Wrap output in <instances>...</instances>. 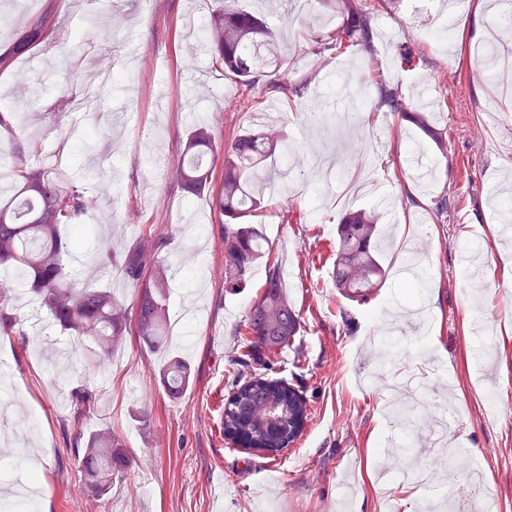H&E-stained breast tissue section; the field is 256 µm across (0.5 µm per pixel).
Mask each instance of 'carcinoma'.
Wrapping results in <instances>:
<instances>
[{"instance_id": "cac0c4a2", "label": "carcinoma", "mask_w": 512, "mask_h": 512, "mask_svg": "<svg viewBox=\"0 0 512 512\" xmlns=\"http://www.w3.org/2000/svg\"><path fill=\"white\" fill-rule=\"evenodd\" d=\"M334 11V48L373 56L371 14L358 0H336ZM45 25L42 18H33L17 43V52L39 42ZM278 39V30L269 28L237 0H222L204 37L215 64L249 86L267 71L281 69V59L271 50ZM378 91L388 111L448 157L447 132L430 113L381 81ZM287 147L285 138L273 139L262 130H244L221 147L205 123L192 125L180 143L174 178L188 197L210 190L215 156L223 153L224 179L212 203L224 224V284L229 288L241 287L258 260L271 262L268 241L248 218L261 204L253 186L275 180L265 174L263 163ZM14 163L10 197L0 199V268L14 276L0 281V332H11L18 325L10 301L20 284L29 287L65 333L94 345L100 368L131 333L145 350L167 354L172 277L169 265L159 258L162 243L145 239L123 261L124 275L135 290L129 315L112 289L91 287L72 278L67 270L66 261L83 247L88 231L85 189L76 179L67 182L61 171L33 162L29 156L19 155ZM65 224L73 231L70 237L62 234ZM336 234L334 288L341 297L364 303L386 275L379 257L384 242L379 217L367 209L348 211L340 218ZM244 327L247 338L234 360L242 382L224 403V433L245 436L256 448H285L308 416L303 392L279 379L246 377L250 368L272 369L275 357L295 344L302 328L276 266L268 267L261 295L249 308ZM191 377L190 365L177 356L165 359L159 369L162 390L172 401L188 390ZM71 399L75 424L98 406V394L85 380L71 389ZM77 441L75 462L86 479L87 491L97 498L108 495L112 477L130 465L122 439L106 427L88 435L80 433Z\"/></svg>"}]
</instances>
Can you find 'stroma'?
Masks as SVG:
<instances>
[{"instance_id":"1","label":"stroma","mask_w":512,"mask_h":512,"mask_svg":"<svg viewBox=\"0 0 512 512\" xmlns=\"http://www.w3.org/2000/svg\"><path fill=\"white\" fill-rule=\"evenodd\" d=\"M0 0V47H12L32 15L53 21L42 41L0 68V90L28 85L30 98L0 100V113L19 112L0 144L21 149L83 176L93 234L71 261L78 274L104 251L124 255L141 240L162 242L161 258L176 269L170 298V353L193 372L181 400L158 381L160 356L128 337L92 385L97 409L86 430L112 428L130 467L103 499L91 497L74 460L70 391L58 379L66 362L83 361L90 343L71 337L33 304L17 306L20 334H0V364L14 376L0 404V449H12L5 490L35 465L39 512H422L424 488L404 477V457H385L386 413L399 394L388 384L415 381L429 397L420 413L422 444L415 460L435 463L433 412L446 414L454 447L476 448L436 463L434 484L454 487L479 469L493 512H512V246L501 243L499 214L512 201V82L481 78L480 51L498 43V63L512 72V34L498 35L489 13L454 11L431 0L426 12L410 0L397 6L360 0L392 42L377 43L382 78L407 96L428 80L431 103L448 132V152H411L416 131L379 107L362 56L325 49L336 26L330 8L305 0L289 14L285 0H239L275 28L301 36L284 51L275 80L298 94L272 95L266 82L244 88L199 52L214 0H36L32 10ZM448 20L443 40L430 35ZM139 53H125L126 31ZM413 45V65L394 64V46ZM119 57L120 73L103 79L91 66ZM332 71L335 82L323 81ZM366 95L367 118L337 121L345 102L336 84ZM279 105L270 123L282 126L299 151L280 194L264 198L252 222L272 247L302 330L297 351H285L271 375L300 386L311 414L278 456L246 453L224 439V403L236 372L239 328L258 299L265 266L245 287L224 285V226L210 194L186 200L173 177L190 118L211 123L222 143L255 127L254 113ZM108 137L85 151L91 130ZM417 154L437 174L419 187L406 162ZM450 198L446 213L433 200ZM371 209L390 236L381 255L388 276L369 304L349 302L331 278L336 226L345 211ZM429 224L422 246L425 281L407 302L394 271L416 219Z\"/></svg>"}]
</instances>
